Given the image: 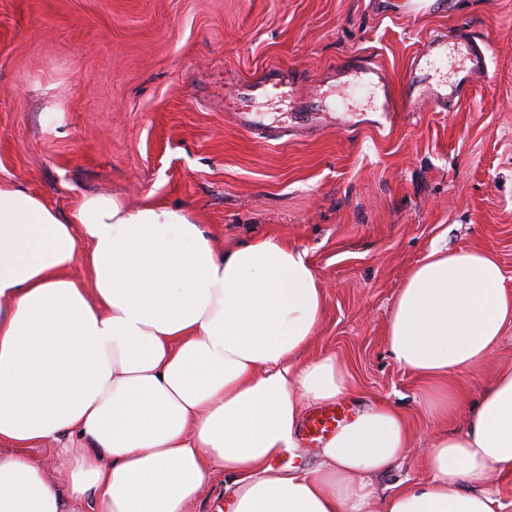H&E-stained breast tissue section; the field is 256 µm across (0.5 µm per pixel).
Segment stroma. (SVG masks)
Listing matches in <instances>:
<instances>
[{
  "mask_svg": "<svg viewBox=\"0 0 512 512\" xmlns=\"http://www.w3.org/2000/svg\"><path fill=\"white\" fill-rule=\"evenodd\" d=\"M435 35L477 38L487 71L455 106L381 117L340 68L381 65L408 94ZM263 81L293 87L244 95ZM0 178L73 215L116 195L190 211L224 250L276 238L314 264L323 315L305 362L332 355L354 413L374 400L407 418L401 460L374 477L371 512L423 481L432 437L463 432L471 406L512 367V325L481 364L430 389L389 353L399 288L428 252L482 248L512 297V0H0Z\"/></svg>",
  "mask_w": 512,
  "mask_h": 512,
  "instance_id": "obj_1",
  "label": "stroma"
}]
</instances>
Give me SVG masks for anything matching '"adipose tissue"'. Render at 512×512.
<instances>
[{"label": "adipose tissue", "mask_w": 512, "mask_h": 512, "mask_svg": "<svg viewBox=\"0 0 512 512\" xmlns=\"http://www.w3.org/2000/svg\"><path fill=\"white\" fill-rule=\"evenodd\" d=\"M84 263L86 289L69 272ZM324 297L304 252L257 239L223 251L179 205L83 200L65 216L0 179V512H191L226 474L233 512H371L372 479L403 454V414L376 400L324 441L316 465L281 472L302 411L351 395L331 356L297 362ZM512 324L489 251L435 247L395 299L386 345L438 380L479 364ZM70 436L61 495L28 447ZM430 474L385 512H501L486 482L512 473V369L441 432Z\"/></svg>", "instance_id": "1"}]
</instances>
